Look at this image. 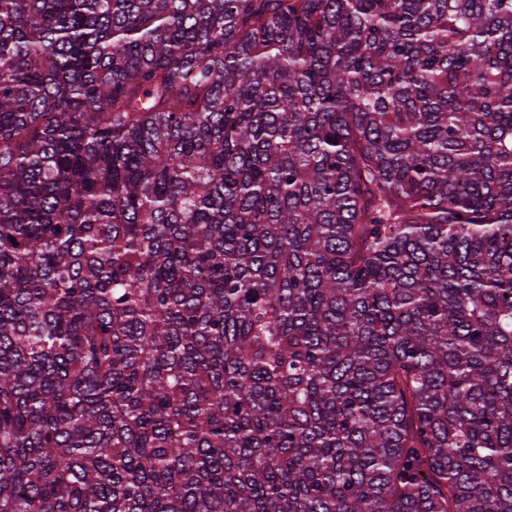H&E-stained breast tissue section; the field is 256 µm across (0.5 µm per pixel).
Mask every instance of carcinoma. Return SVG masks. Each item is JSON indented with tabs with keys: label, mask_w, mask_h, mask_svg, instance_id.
Segmentation results:
<instances>
[{
	"label": "carcinoma",
	"mask_w": 512,
	"mask_h": 512,
	"mask_svg": "<svg viewBox=\"0 0 512 512\" xmlns=\"http://www.w3.org/2000/svg\"><path fill=\"white\" fill-rule=\"evenodd\" d=\"M0 512H512V0H0Z\"/></svg>",
	"instance_id": "carcinoma-1"
}]
</instances>
